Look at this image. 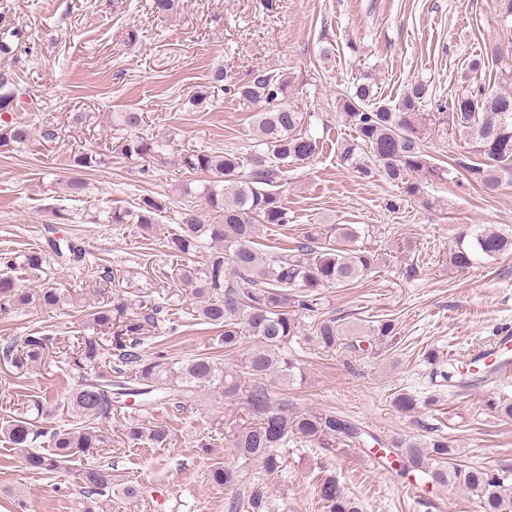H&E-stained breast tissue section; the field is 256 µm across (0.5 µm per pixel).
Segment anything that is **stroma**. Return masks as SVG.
<instances>
[{
	"instance_id": "obj_1",
	"label": "stroma",
	"mask_w": 512,
	"mask_h": 512,
	"mask_svg": "<svg viewBox=\"0 0 512 512\" xmlns=\"http://www.w3.org/2000/svg\"><path fill=\"white\" fill-rule=\"evenodd\" d=\"M0 23L22 30L31 48L16 67V105L0 119L50 118L59 126L55 142L36 137L0 153V257L43 244L52 226L57 237L85 247L89 264L79 275L63 266L51 272L77 304L52 313L32 304L0 312V345L34 331L72 341L81 329L79 305L93 299V266H115L138 288L155 273L171 271L161 241L175 228L176 212L165 213L147 239L132 225L108 224L104 217L113 208H131L146 193L176 202L198 199L207 182L205 175L186 173L172 154L147 167L116 159L87 173L86 194L71 201L64 184L72 148L106 140L113 113L132 110L144 113L145 133L248 151L259 104L218 91L197 111L187 99L219 66L236 79L275 70L293 76L287 102L303 113V129L318 149L283 172L289 224L263 228L260 236L291 241L310 224L369 226L364 244L381 263L356 287L327 290L326 302L356 324L395 319L402 336L382 357L351 363L342 352L294 340L289 351L300 359L302 375L288 386L289 400L302 409L344 412L388 439L445 436L466 460L512 474V420L499 419L487 405L512 397V378L451 394L429 384L423 362L426 350L443 356L469 351L487 344L500 324L512 323V253L481 258L466 270L449 262L461 232L480 225L512 234V183L486 192L460 171L452 180L423 184L415 199L382 175L359 177L339 160L351 131L336 110L338 94L361 71L372 74L383 98H398L410 83L424 81L432 101L448 104L468 61L480 55L490 59L481 82L500 86L502 72L512 71V28L502 23L496 0H181L179 12L165 18L152 14L150 0H0ZM132 24L142 27L144 38L129 46L123 32ZM325 33L335 47L327 63L319 56ZM74 112L85 113V124L71 125ZM59 207L69 210L72 223L56 224ZM409 267L416 268L414 277H406ZM212 335L207 326H185L144 349L182 359L209 348ZM76 381L62 365L22 376L0 365V425L25 400L63 397ZM403 388L435 402L398 412L391 399ZM237 412L232 406L220 413L202 400L184 411L158 408L148 419L168 426L162 447L122 445L123 426L139 413L129 407L115 414L106 424L112 472L117 482L138 486L139 495H113L112 512H229V491L210 484L207 473L215 463L234 461L224 443V416ZM202 438L210 439V449L198 448ZM288 448L284 471L267 478L279 512H323L315 492L323 468L335 472L363 512H480L476 498L457 488H405L370 453L345 448L329 454L296 439ZM79 468L75 462L54 473L28 470L0 435V512H73Z\"/></svg>"
}]
</instances>
